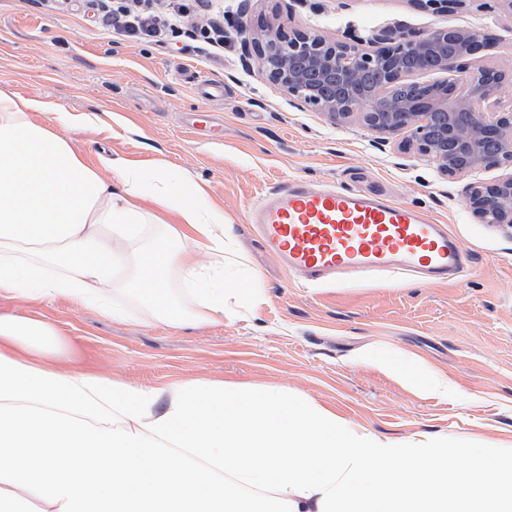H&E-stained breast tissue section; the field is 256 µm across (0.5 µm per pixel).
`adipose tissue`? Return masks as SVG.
I'll list each match as a JSON object with an SVG mask.
<instances>
[{
  "instance_id": "ef3b65f1",
  "label": "adipose tissue",
  "mask_w": 512,
  "mask_h": 512,
  "mask_svg": "<svg viewBox=\"0 0 512 512\" xmlns=\"http://www.w3.org/2000/svg\"><path fill=\"white\" fill-rule=\"evenodd\" d=\"M53 111L51 125L34 112ZM87 115L0 89V297H58L190 327L260 278L201 270L232 227L193 180L88 164L65 132ZM111 169L104 179L102 169ZM177 273L187 307L157 298ZM17 512H512V454L382 442L270 387L134 386L78 365L49 322L0 312V508Z\"/></svg>"
}]
</instances>
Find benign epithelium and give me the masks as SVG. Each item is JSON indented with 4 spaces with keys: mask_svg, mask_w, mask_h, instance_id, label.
<instances>
[{
    "mask_svg": "<svg viewBox=\"0 0 512 512\" xmlns=\"http://www.w3.org/2000/svg\"><path fill=\"white\" fill-rule=\"evenodd\" d=\"M466 2L418 0L445 13ZM364 41L380 47L365 52ZM250 42L266 79L290 98L335 124L356 116L373 133L406 134L443 176L459 179L481 167H512V113L495 110L505 76L490 67H469L487 46L474 28L448 25L418 37L330 40L312 27L287 33L262 25L250 30ZM424 71L445 78L393 92L406 76ZM468 194L482 223L512 229V172L489 184L471 183Z\"/></svg>",
    "mask_w": 512,
    "mask_h": 512,
    "instance_id": "benign-epithelium-1",
    "label": "benign epithelium"
}]
</instances>
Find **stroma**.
I'll use <instances>...</instances> for the list:
<instances>
[{"label":"stroma","mask_w":512,"mask_h":512,"mask_svg":"<svg viewBox=\"0 0 512 512\" xmlns=\"http://www.w3.org/2000/svg\"><path fill=\"white\" fill-rule=\"evenodd\" d=\"M267 20L310 26L332 39L388 30L422 35L438 26L482 30L494 42L480 65L505 73L499 110L512 109V7L486 18L477 0L439 14L417 0H233L224 50L206 55L186 36L156 43L107 34L88 0L64 9L49 0H0V87L75 114L111 121L69 131L88 163L119 157L150 173L167 167L207 187L234 226L264 299L247 311L235 299L219 324L178 328L142 314L117 320L65 298L0 309L55 325L83 364L144 386L203 379L270 384L335 413L381 440L434 437L459 448H512V232L473 215L469 181L490 183L504 166L447 180L402 137L381 142L359 121L331 123L268 82L240 26ZM220 81L206 101L190 72ZM304 178L384 187L447 225L475 260L470 275L422 284L388 276L315 286L289 273L248 222L252 202L274 185ZM386 351L419 364L444 394L418 392L367 361Z\"/></svg>","instance_id":"obj_1"}]
</instances>
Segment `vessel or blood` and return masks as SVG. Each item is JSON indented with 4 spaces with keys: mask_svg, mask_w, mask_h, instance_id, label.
Masks as SVG:
<instances>
[{
    "mask_svg": "<svg viewBox=\"0 0 512 512\" xmlns=\"http://www.w3.org/2000/svg\"><path fill=\"white\" fill-rule=\"evenodd\" d=\"M266 250L312 283L378 274L445 282L473 258L422 210L344 183H281L250 208Z\"/></svg>",
    "mask_w": 512,
    "mask_h": 512,
    "instance_id": "1",
    "label": "vessel or blood"
}]
</instances>
